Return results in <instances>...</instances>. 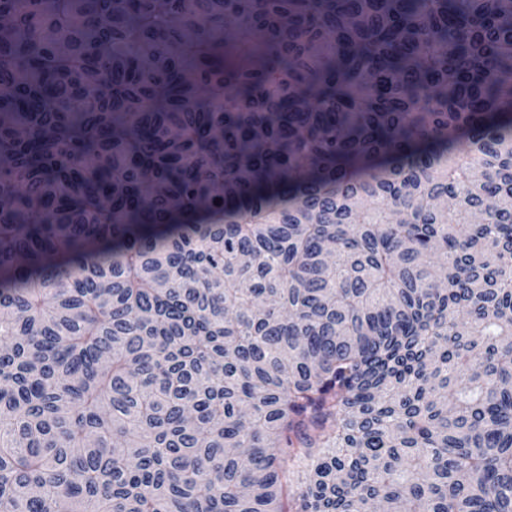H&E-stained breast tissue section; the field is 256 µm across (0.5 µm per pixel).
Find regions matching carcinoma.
<instances>
[{"instance_id":"obj_1","label":"carcinoma","mask_w":512,"mask_h":512,"mask_svg":"<svg viewBox=\"0 0 512 512\" xmlns=\"http://www.w3.org/2000/svg\"><path fill=\"white\" fill-rule=\"evenodd\" d=\"M375 502L512 512V0H0V512Z\"/></svg>"}]
</instances>
